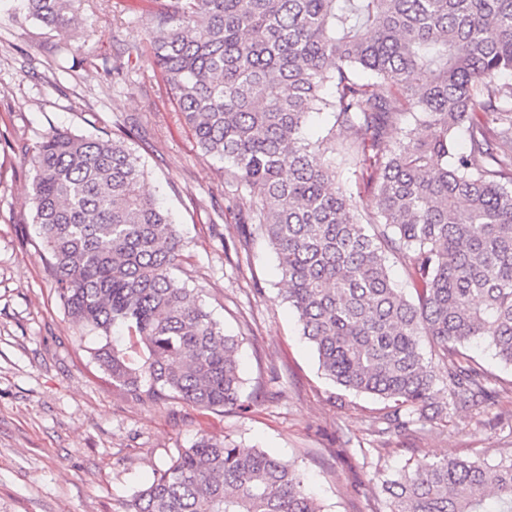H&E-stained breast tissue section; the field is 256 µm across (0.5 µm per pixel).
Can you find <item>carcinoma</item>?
Here are the masks:
<instances>
[{"label": "carcinoma", "mask_w": 512, "mask_h": 512, "mask_svg": "<svg viewBox=\"0 0 512 512\" xmlns=\"http://www.w3.org/2000/svg\"><path fill=\"white\" fill-rule=\"evenodd\" d=\"M84 2L21 9L66 58ZM149 38L200 152L231 164L227 209L243 237L274 249L325 374L391 403L383 420L395 429L442 415L429 413L440 384L456 410L491 398L489 374L461 348L483 338L512 366V0H167ZM314 112L331 126L307 142ZM136 130H54L28 159L56 293L131 399L235 407L239 341L172 276L183 239L145 192ZM338 139L374 186L368 214L336 185ZM391 256L406 262L408 295L390 279ZM115 328L133 353L113 343ZM382 488L390 512H512V456L436 457ZM124 512L322 510L299 470L202 436Z\"/></svg>", "instance_id": "cac0c4a2"}]
</instances>
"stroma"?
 Returning a JSON list of instances; mask_svg holds the SVG:
<instances>
[{
    "mask_svg": "<svg viewBox=\"0 0 512 512\" xmlns=\"http://www.w3.org/2000/svg\"><path fill=\"white\" fill-rule=\"evenodd\" d=\"M164 0H85L66 61L53 33L0 0V512H123L132 494L199 437L263 448L301 471L324 512H389L381 481L437 456H512V368L486 342L465 351L497 395L405 431L384 402L327 379L282 298L266 241L240 242L227 214V163L202 156L156 67L146 23ZM125 63L123 79L103 61ZM143 121L135 144L146 189L184 241L173 275L241 341L242 404L141 403L113 386L90 351L98 339L65 313L32 221L25 160L48 132L112 133Z\"/></svg>",
    "mask_w": 512,
    "mask_h": 512,
    "instance_id": "obj_1",
    "label": "stroma"
}]
</instances>
